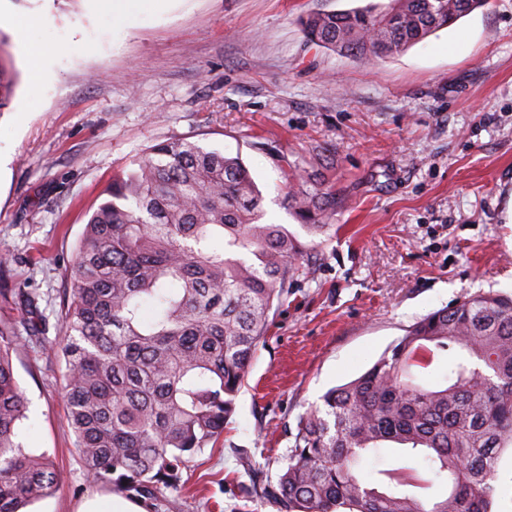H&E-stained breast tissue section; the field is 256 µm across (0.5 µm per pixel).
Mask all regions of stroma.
Listing matches in <instances>:
<instances>
[{
	"label": "stroma",
	"mask_w": 512,
	"mask_h": 512,
	"mask_svg": "<svg viewBox=\"0 0 512 512\" xmlns=\"http://www.w3.org/2000/svg\"><path fill=\"white\" fill-rule=\"evenodd\" d=\"M364 3L161 0L128 24L96 0H0L15 73L0 113V269L47 318L46 342L13 355L28 399L20 439L61 475L27 512H78L106 491L77 453L53 352L62 271L113 174L151 145L240 154L264 223L309 246L223 440L170 493L175 512H282L273 491L302 413L430 312L512 293V0L372 66L305 41L298 16ZM14 16L46 63L40 81ZM265 143L335 181L344 205L329 236L289 209Z\"/></svg>",
	"instance_id": "stroma-1"
}]
</instances>
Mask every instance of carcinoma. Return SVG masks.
<instances>
[{"label": "carcinoma", "instance_id": "carcinoma-1", "mask_svg": "<svg viewBox=\"0 0 512 512\" xmlns=\"http://www.w3.org/2000/svg\"><path fill=\"white\" fill-rule=\"evenodd\" d=\"M485 0H381L299 19L307 41L370 64L398 55ZM14 82L0 57V112ZM287 164L288 206L312 236L332 228L335 184ZM112 178L64 268L65 397L83 467L154 512L166 489L224 434L273 308L304 274L306 249L261 223V196L242 159L172 139ZM157 313L145 318L144 308ZM25 310L43 335L38 298L0 280V308ZM17 325L0 320V512L55 491L46 452L18 437L27 400L14 375ZM512 448V296L478 291L420 319L354 380L298 417L276 494L286 512H491L503 449ZM384 450L419 459L367 481Z\"/></svg>", "mask_w": 512, "mask_h": 512}]
</instances>
